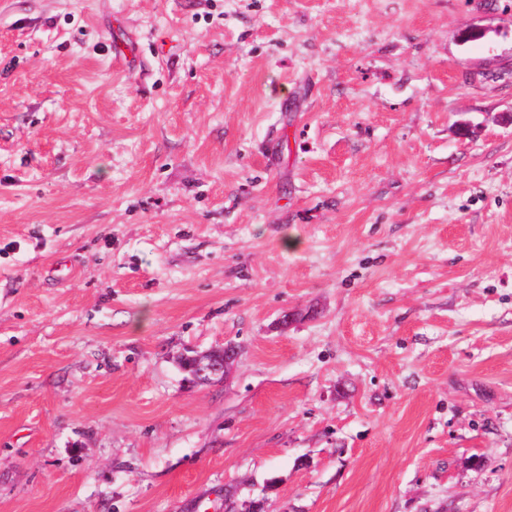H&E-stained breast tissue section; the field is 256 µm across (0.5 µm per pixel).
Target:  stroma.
<instances>
[{"instance_id": "1", "label": "stroma", "mask_w": 512, "mask_h": 512, "mask_svg": "<svg viewBox=\"0 0 512 512\" xmlns=\"http://www.w3.org/2000/svg\"><path fill=\"white\" fill-rule=\"evenodd\" d=\"M508 114L512 0H0V512H512ZM239 353L240 350L235 343L227 342L222 348L195 355V384H212L223 378L225 380L234 367Z\"/></svg>"}]
</instances>
